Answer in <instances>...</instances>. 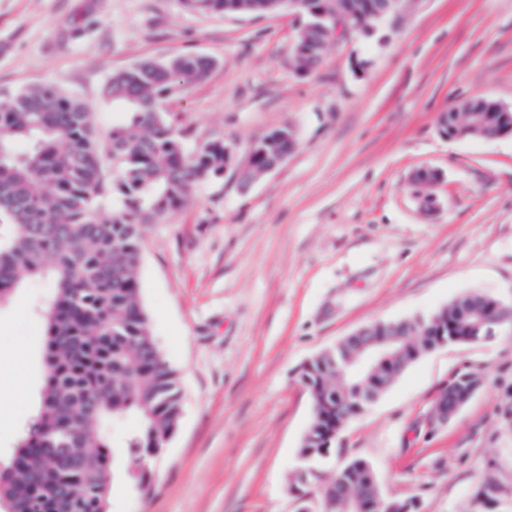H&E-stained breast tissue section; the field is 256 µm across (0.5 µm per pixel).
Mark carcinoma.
<instances>
[{
    "instance_id": "obj_1",
    "label": "carcinoma",
    "mask_w": 512,
    "mask_h": 512,
    "mask_svg": "<svg viewBox=\"0 0 512 512\" xmlns=\"http://www.w3.org/2000/svg\"><path fill=\"white\" fill-rule=\"evenodd\" d=\"M199 13L268 16L288 10L267 0H181ZM312 31L306 52L293 51L298 71L320 61ZM215 60L185 53L166 61L142 60L112 74L107 94L125 122L104 136L83 102L46 84L0 96V215L12 226L0 244V307L21 284L42 277L53 296L43 308L46 375L41 402L21 444L0 461V512H108L115 475L133 464L137 490L147 486L150 462L163 451L181 414L179 378L156 345L141 303L136 276L142 228L179 207L193 187L224 174V140L186 151L163 102L208 78ZM448 131L466 128L483 138L497 122L487 112L449 111ZM296 135L282 126L251 148V179L293 150ZM116 198L112 211L98 199ZM512 303L467 292L418 317L361 327L301 368L311 391L313 437L304 438L309 463L331 450L344 413H362L419 353L439 345L485 340L481 319L508 327ZM406 337L394 359L361 364L370 341ZM138 427L124 434L118 455L109 427L129 416ZM326 490L336 491L329 512H347L343 493L366 505L396 502L381 497L374 473L354 460Z\"/></svg>"
}]
</instances>
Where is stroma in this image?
<instances>
[{
  "mask_svg": "<svg viewBox=\"0 0 512 512\" xmlns=\"http://www.w3.org/2000/svg\"><path fill=\"white\" fill-rule=\"evenodd\" d=\"M291 11L208 15L180 0H0V94L54 83L102 132L124 120L104 88L141 59L211 56L209 77L168 96L187 151L220 138L238 156L270 129L297 146L248 186L197 184L145 226L137 276L182 414L148 489L114 479L109 512H324L323 487L355 459L416 512H512V332L422 354L346 420L300 484L313 401L302 365L358 328L428 314L480 291L512 302V136L457 139L440 120L464 97L512 109V0H405L374 35L329 41L298 73ZM439 206L421 208L418 170ZM52 296L29 280L0 308V456L40 404ZM476 395L431 422L449 380ZM492 494H484L486 484Z\"/></svg>",
  "mask_w": 512,
  "mask_h": 512,
  "instance_id": "1",
  "label": "stroma"
}]
</instances>
